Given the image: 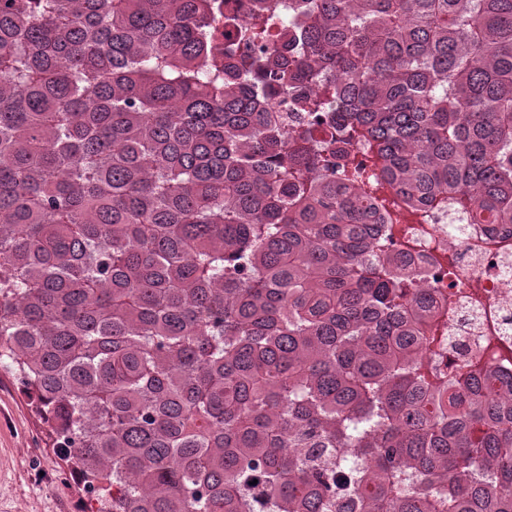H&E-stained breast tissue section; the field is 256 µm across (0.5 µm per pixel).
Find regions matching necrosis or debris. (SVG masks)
Returning a JSON list of instances; mask_svg holds the SVG:
<instances>
[{
    "label": "necrosis or debris",
    "mask_w": 512,
    "mask_h": 512,
    "mask_svg": "<svg viewBox=\"0 0 512 512\" xmlns=\"http://www.w3.org/2000/svg\"><path fill=\"white\" fill-rule=\"evenodd\" d=\"M386 236L406 246L412 270L421 272V285L428 288L439 306L448 292H455L458 310L473 315L467 333L457 334L447 311V342L435 345L441 365L475 368L495 365L512 376V334L504 329L512 312V231H489L476 224L466 233L454 231L446 211L416 214L400 208L384 226ZM456 265L457 279H449V265Z\"/></svg>",
    "instance_id": "4bbe7bcc"
}]
</instances>
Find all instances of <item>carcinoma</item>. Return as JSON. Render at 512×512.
Wrapping results in <instances>:
<instances>
[{"label":"carcinoma","instance_id":"carcinoma-1","mask_svg":"<svg viewBox=\"0 0 512 512\" xmlns=\"http://www.w3.org/2000/svg\"><path fill=\"white\" fill-rule=\"evenodd\" d=\"M280 2L0 0V356L95 512H512L350 158L512 226V0Z\"/></svg>","mask_w":512,"mask_h":512}]
</instances>
